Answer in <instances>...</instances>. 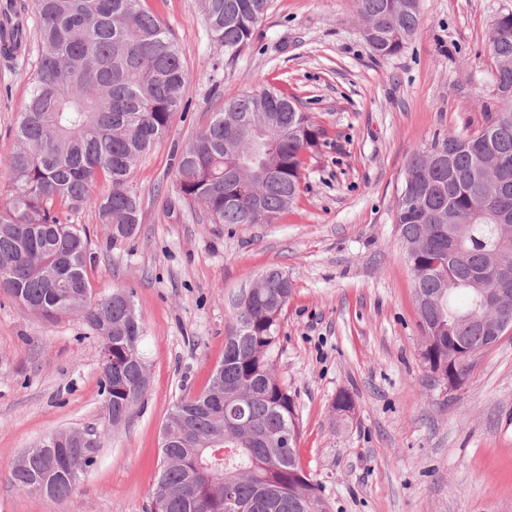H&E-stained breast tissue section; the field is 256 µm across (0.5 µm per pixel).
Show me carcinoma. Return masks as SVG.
Returning a JSON list of instances; mask_svg holds the SVG:
<instances>
[{
    "mask_svg": "<svg viewBox=\"0 0 512 512\" xmlns=\"http://www.w3.org/2000/svg\"><path fill=\"white\" fill-rule=\"evenodd\" d=\"M143 0H0V50L16 54L35 21L39 64L16 127L7 163L9 200L0 207V290L42 315L72 313L100 339L105 363L100 395L112 426L126 421L147 390L139 350L142 319L132 320L133 292L117 288L91 299L88 239L64 215L92 208L107 236H134L140 200L132 179L141 157L170 130L183 105L188 76L177 44ZM368 22L373 54H400L420 25L418 0H355ZM269 0H203L216 41L230 54L246 46ZM495 94L484 124L465 134L435 135L407 162L404 183L418 195L397 203L413 288L431 299L417 307L433 340L423 357L448 359V337L483 346L486 312L478 301L496 283L489 273L512 266V13L491 24ZM267 129L269 171L244 170L224 182L233 153L245 157L237 120ZM324 130L294 100L251 89L224 102L210 123L174 153L178 197L204 208L214 224H270L296 201L304 157L319 151ZM443 153L449 163L432 164ZM108 192L94 194L98 177ZM263 286L236 307L219 378L178 400L163 425L162 464L154 512H326L319 485L297 454L294 396L274 371L272 352L291 289L271 268ZM98 448L72 437L38 442L10 464L13 486L62 499L96 464Z\"/></svg>",
    "mask_w": 512,
    "mask_h": 512,
    "instance_id": "obj_1",
    "label": "carcinoma"
}]
</instances>
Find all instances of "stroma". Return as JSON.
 I'll list each match as a JSON object with an SVG mask.
<instances>
[{"mask_svg": "<svg viewBox=\"0 0 512 512\" xmlns=\"http://www.w3.org/2000/svg\"><path fill=\"white\" fill-rule=\"evenodd\" d=\"M144 4L179 46L187 107L134 172L133 238L110 241L90 208L70 221L88 237L92 298L134 293L149 386L69 496L18 491L8 462L50 433L103 422L102 349L75 315L45 317L0 292V512H149L161 427L176 401L208 386L234 300L269 268L293 283L274 368L328 512H512V333L456 388L432 373L395 224L409 158L435 134L483 125L495 88L488 31L512 0H419L418 31L388 58L366 44L354 0H270L234 57L201 0ZM37 58L33 44L0 60V169ZM263 87L294 97L325 142L275 223H211L180 202L173 151L224 101ZM342 392L355 405L346 419L332 408Z\"/></svg>", "mask_w": 512, "mask_h": 512, "instance_id": "stroma-1", "label": "stroma"}]
</instances>
